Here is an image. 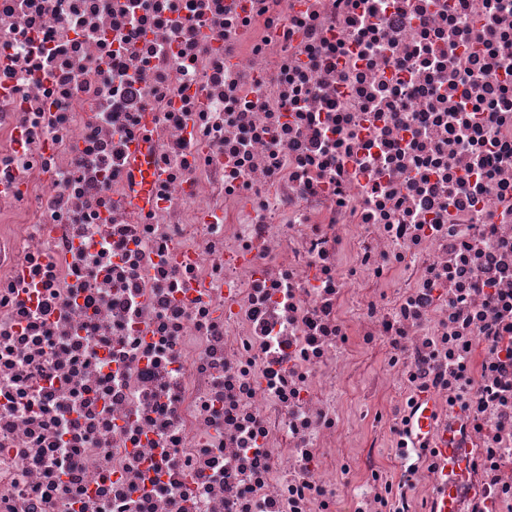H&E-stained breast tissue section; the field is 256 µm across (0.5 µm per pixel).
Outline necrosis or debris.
Returning <instances> with one entry per match:
<instances>
[{
  "label": "necrosis or debris",
  "instance_id": "4bbe7bcc",
  "mask_svg": "<svg viewBox=\"0 0 512 512\" xmlns=\"http://www.w3.org/2000/svg\"><path fill=\"white\" fill-rule=\"evenodd\" d=\"M0 512H512V0H0Z\"/></svg>",
  "mask_w": 512,
  "mask_h": 512
}]
</instances>
